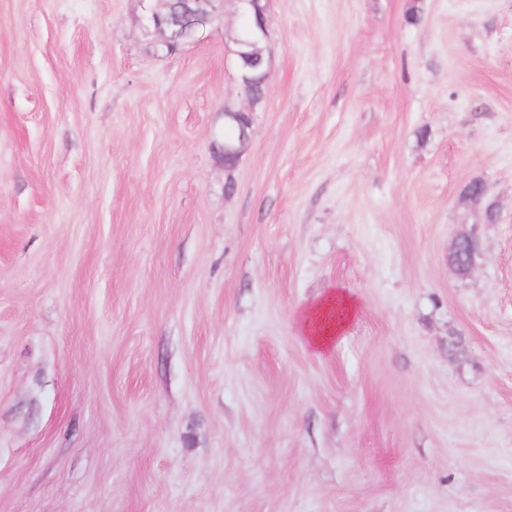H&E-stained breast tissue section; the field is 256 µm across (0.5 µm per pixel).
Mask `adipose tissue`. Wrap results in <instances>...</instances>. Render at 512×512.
Returning <instances> with one entry per match:
<instances>
[{
	"label": "adipose tissue",
	"mask_w": 512,
	"mask_h": 512,
	"mask_svg": "<svg viewBox=\"0 0 512 512\" xmlns=\"http://www.w3.org/2000/svg\"><path fill=\"white\" fill-rule=\"evenodd\" d=\"M358 313L357 303L344 291L332 290L308 304L300 312L298 322L306 343L316 354H324L336 346Z\"/></svg>",
	"instance_id": "adipose-tissue-1"
}]
</instances>
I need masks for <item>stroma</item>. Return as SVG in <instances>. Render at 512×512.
<instances>
[{
	"label": "stroma",
	"mask_w": 512,
	"mask_h": 512,
	"mask_svg": "<svg viewBox=\"0 0 512 512\" xmlns=\"http://www.w3.org/2000/svg\"><path fill=\"white\" fill-rule=\"evenodd\" d=\"M148 7L0 0V512H512V0H269L230 175ZM271 26V19L269 16L268 1L265 0V8L260 9V13L255 12V27L259 35L268 41ZM262 38L255 37L250 40L249 51L256 61L260 58L267 56L266 41ZM271 75V62L270 57L267 56L266 67L263 75V80L266 82L270 79ZM337 302L343 304L345 316L335 329L320 333L318 330L322 315ZM358 305L344 291L330 290L320 299L308 304L298 317L299 328L306 343L317 355H322L336 347L347 328L357 317Z\"/></svg>",
	"instance_id": "obj_1"
}]
</instances>
